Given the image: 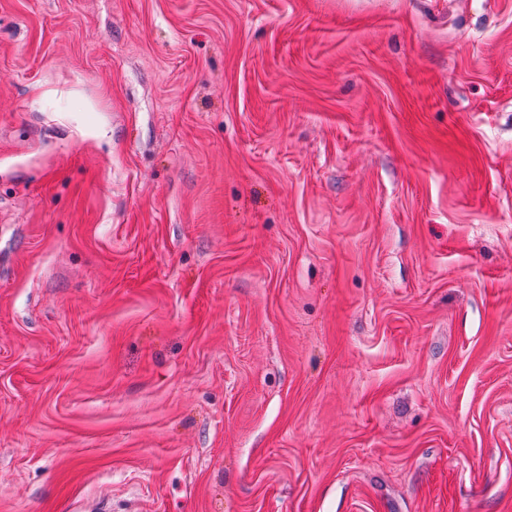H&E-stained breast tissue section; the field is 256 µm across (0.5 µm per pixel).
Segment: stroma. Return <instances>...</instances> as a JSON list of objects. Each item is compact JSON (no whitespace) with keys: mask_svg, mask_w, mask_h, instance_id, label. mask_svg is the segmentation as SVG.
<instances>
[{"mask_svg":"<svg viewBox=\"0 0 512 512\" xmlns=\"http://www.w3.org/2000/svg\"><path fill=\"white\" fill-rule=\"evenodd\" d=\"M0 512H512V0H0Z\"/></svg>","mask_w":512,"mask_h":512,"instance_id":"obj_1","label":"stroma"}]
</instances>
